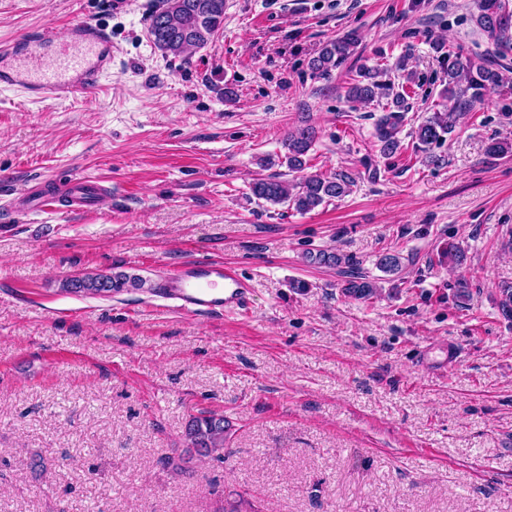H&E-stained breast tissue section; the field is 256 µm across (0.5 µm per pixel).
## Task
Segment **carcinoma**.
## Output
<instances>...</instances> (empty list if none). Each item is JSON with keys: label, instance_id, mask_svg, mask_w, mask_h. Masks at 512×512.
Wrapping results in <instances>:
<instances>
[{"label": "carcinoma", "instance_id": "1", "mask_svg": "<svg viewBox=\"0 0 512 512\" xmlns=\"http://www.w3.org/2000/svg\"><path fill=\"white\" fill-rule=\"evenodd\" d=\"M225 0H166L165 7L155 13L149 25V33L155 46L165 55L180 58L194 50L206 47L224 25ZM476 23L493 40L498 49L512 50V10L505 0H477ZM357 37L348 33L323 44L310 61L316 74L326 76L339 68L353 53ZM437 59L448 76V86L441 97L446 100L443 108L430 113L412 132L414 151L422 154L429 165L440 166L443 157L432 152L435 145L445 140L455 126L459 110L470 109L482 103L485 96L512 85L491 60L482 55L464 56L459 53H443L435 47ZM382 71L364 66L346 90V99L351 103H367L377 97L391 99L386 110L375 124V137L382 155L392 158L404 150L398 134L405 112L406 91H393L390 83L381 80ZM315 140V131L309 126H300L287 135L285 153L265 163H278L295 173L305 170L308 153ZM351 181L345 175L325 177L310 174L298 182H290L284 174L275 173L254 179L249 186L251 195L271 205L285 204L298 212H310L333 199L350 192ZM145 280L138 275L124 272L87 274L67 277L62 280V289L85 295L101 296L124 290L141 289ZM344 291L356 299H366L376 293L374 282L361 279L347 282ZM224 415L202 412L190 418L186 430V448L179 459L189 464L195 458L210 457L224 451Z\"/></svg>", "mask_w": 512, "mask_h": 512}]
</instances>
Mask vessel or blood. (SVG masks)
Masks as SVG:
<instances>
[{"label": "vessel or blood", "instance_id": "vessel-or-blood-1", "mask_svg": "<svg viewBox=\"0 0 512 512\" xmlns=\"http://www.w3.org/2000/svg\"><path fill=\"white\" fill-rule=\"evenodd\" d=\"M112 71V35L98 24H72L66 34L41 27L0 45V89L19 91L32 102L66 98L99 87ZM105 188L87 176L70 178L67 196L41 191L26 197L23 208L69 213L89 208ZM157 288L174 308L190 313L244 312L250 307L246 280L229 264L189 260L168 269Z\"/></svg>", "mask_w": 512, "mask_h": 512}]
</instances>
